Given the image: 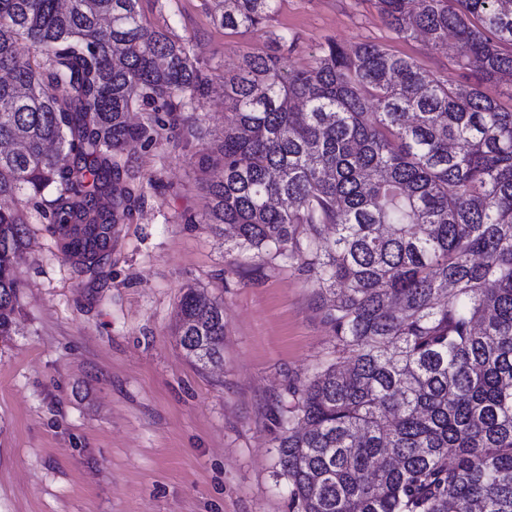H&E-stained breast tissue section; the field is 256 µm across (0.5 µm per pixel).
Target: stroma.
Returning a JSON list of instances; mask_svg holds the SVG:
<instances>
[{"instance_id":"stroma-1","label":"stroma","mask_w":512,"mask_h":512,"mask_svg":"<svg viewBox=\"0 0 512 512\" xmlns=\"http://www.w3.org/2000/svg\"><path fill=\"white\" fill-rule=\"evenodd\" d=\"M210 0H142L152 24L190 40L210 68L196 116L221 136L223 80L272 37L296 40L291 68L327 41L380 44L428 72L454 74L455 48L399 37L377 0H279L258 30L217 27ZM131 144L144 196L117 225L100 277L79 274L28 210L12 336L0 338V512H289L275 475L273 412L288 385L333 357L315 285L298 266L230 249L201 223L210 197L195 146ZM224 302V365L201 369L175 336L187 287Z\"/></svg>"}]
</instances>
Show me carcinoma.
I'll return each mask as SVG.
<instances>
[{
  "label": "carcinoma",
  "mask_w": 512,
  "mask_h": 512,
  "mask_svg": "<svg viewBox=\"0 0 512 512\" xmlns=\"http://www.w3.org/2000/svg\"><path fill=\"white\" fill-rule=\"evenodd\" d=\"M214 2V22L236 30L278 0ZM138 4L0 0V196L40 209L62 254L96 276L132 215L126 145L182 127L202 146L200 223L298 264L332 330L334 361L274 414L289 512H512V111L376 43L330 41L290 69L281 36L224 77L234 119L208 141L183 114L211 76ZM378 4L402 38H454L478 80L512 76V0ZM135 109L146 122L128 121ZM25 224L0 208L1 338ZM178 316L186 357L222 364L224 302L189 288Z\"/></svg>",
  "instance_id": "1"
}]
</instances>
